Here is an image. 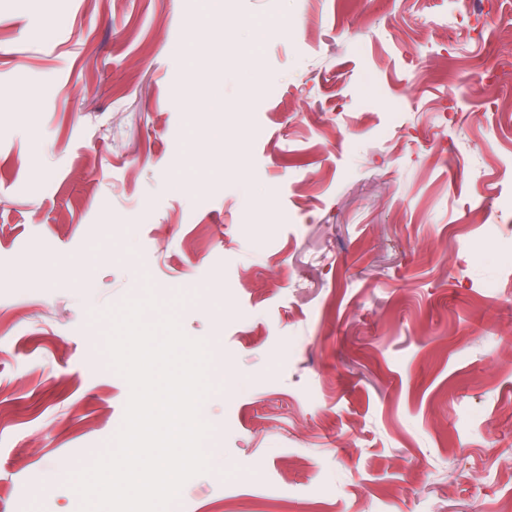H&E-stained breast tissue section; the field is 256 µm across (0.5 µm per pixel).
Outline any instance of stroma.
I'll use <instances>...</instances> for the list:
<instances>
[{"label": "stroma", "instance_id": "stroma-1", "mask_svg": "<svg viewBox=\"0 0 512 512\" xmlns=\"http://www.w3.org/2000/svg\"><path fill=\"white\" fill-rule=\"evenodd\" d=\"M511 244L512 0H0V512H78L148 291L210 355L181 512H499Z\"/></svg>", "mask_w": 512, "mask_h": 512}]
</instances>
